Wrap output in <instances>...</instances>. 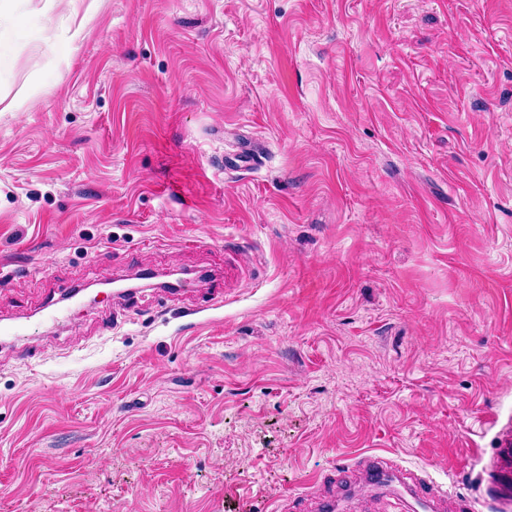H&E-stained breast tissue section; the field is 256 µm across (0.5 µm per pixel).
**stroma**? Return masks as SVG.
I'll return each instance as SVG.
<instances>
[{
	"label": "stroma",
	"instance_id": "1",
	"mask_svg": "<svg viewBox=\"0 0 512 512\" xmlns=\"http://www.w3.org/2000/svg\"><path fill=\"white\" fill-rule=\"evenodd\" d=\"M1 272L0 512H512V0H13ZM512 438L509 433H504L501 438L498 454L494 459L492 468L500 477L495 488L503 497L509 500L512 497V483L507 480L508 473L512 471Z\"/></svg>",
	"mask_w": 512,
	"mask_h": 512
}]
</instances>
